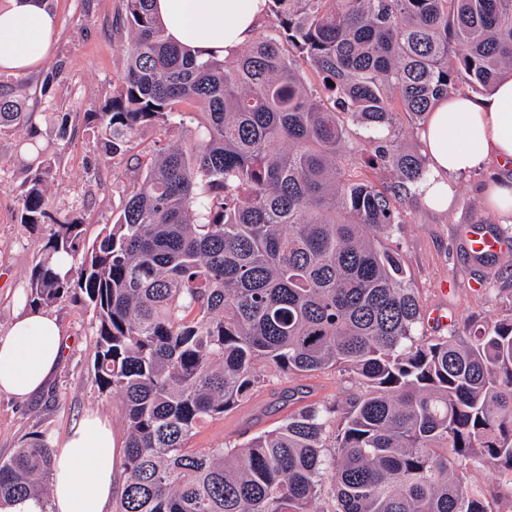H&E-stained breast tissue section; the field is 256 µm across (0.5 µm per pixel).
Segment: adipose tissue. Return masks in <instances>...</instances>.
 Here are the masks:
<instances>
[{"mask_svg":"<svg viewBox=\"0 0 512 512\" xmlns=\"http://www.w3.org/2000/svg\"><path fill=\"white\" fill-rule=\"evenodd\" d=\"M266 0H154L167 37L193 53L224 55L250 42ZM57 19L44 0H0V71L25 73L48 60ZM431 174L419 187L435 210H448L456 179L488 163L512 167V79L489 98L452 93L437 103L422 133ZM65 339L56 316L29 310L0 338V393L25 401L58 368ZM49 500L0 501V512H106L116 488L110 423L83 418L54 443Z\"/></svg>","mask_w":512,"mask_h":512,"instance_id":"obj_1","label":"adipose tissue"}]
</instances>
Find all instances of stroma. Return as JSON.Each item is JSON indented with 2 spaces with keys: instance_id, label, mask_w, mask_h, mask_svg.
<instances>
[{
  "instance_id": "35a3bbf8",
  "label": "stroma",
  "mask_w": 512,
  "mask_h": 512,
  "mask_svg": "<svg viewBox=\"0 0 512 512\" xmlns=\"http://www.w3.org/2000/svg\"><path fill=\"white\" fill-rule=\"evenodd\" d=\"M58 19L52 54L39 69L0 73V94L20 100L32 112L35 139L53 161L46 183L54 215L75 214L84 221L86 241L111 223L131 177L130 164L102 158V131L85 114L105 103L122 75L129 36L117 18L122 0H46ZM51 91H44L45 80ZM66 138H59L61 120ZM26 130L0 133V337L6 336L27 304L18 298L33 267L45 259L50 224L20 221L21 194L30 157L19 147ZM488 163L457 179L449 210L431 209L418 191L403 206L404 222L389 236L403 256L409 279L424 310L447 309L446 324L424 322L420 335H469L476 328L512 318V248L475 259L464 239L494 230L512 241V223H501L482 203V192L498 174ZM50 311L69 343L67 353L45 389L20 403L0 395V459L9 458L33 432L57 439L88 414L108 421L117 444H124L125 404L120 395L98 390L94 370L95 329L83 304L64 300ZM356 387L349 375L327 370L313 375L284 374L256 391L245 404L205 425L190 442L194 448H219L245 441L272 428L288 413L315 401L345 403Z\"/></svg>"
}]
</instances>
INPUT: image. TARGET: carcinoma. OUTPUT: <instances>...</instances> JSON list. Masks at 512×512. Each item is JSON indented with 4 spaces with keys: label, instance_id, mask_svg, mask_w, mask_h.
I'll return each instance as SVG.
<instances>
[{
    "label": "carcinoma",
    "instance_id": "cac0c4a2",
    "mask_svg": "<svg viewBox=\"0 0 512 512\" xmlns=\"http://www.w3.org/2000/svg\"><path fill=\"white\" fill-rule=\"evenodd\" d=\"M122 2L121 86L85 117L114 160L144 127L164 139L134 157L91 244L79 218L51 214L49 159L29 168L20 215L54 226L30 307L90 308L98 386L125 402L116 512H496L469 471L512 487V319L416 341L421 298L384 239L429 176L394 116L421 129L458 84L512 78V0H267L245 51L207 59L167 40L153 0ZM14 125L33 113L0 97V131ZM354 126L394 185L351 172ZM336 368L361 387L345 404L188 447L278 375ZM52 466L31 435L0 460V499L48 498Z\"/></svg>",
    "mask_w": 512,
    "mask_h": 512
}]
</instances>
